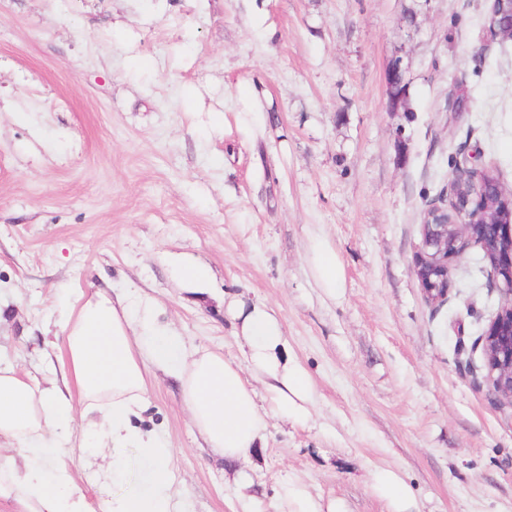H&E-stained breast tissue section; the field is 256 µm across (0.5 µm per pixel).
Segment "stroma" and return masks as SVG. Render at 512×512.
<instances>
[{
  "label": "stroma",
  "instance_id": "1",
  "mask_svg": "<svg viewBox=\"0 0 512 512\" xmlns=\"http://www.w3.org/2000/svg\"><path fill=\"white\" fill-rule=\"evenodd\" d=\"M488 0H0V360L60 373L78 293L154 299L240 360L225 299L267 303L315 387L248 465L210 453L156 372L133 425L179 454L184 512H256L284 480L336 512H512V407L460 366L500 302L479 248L433 308L411 266L462 144L512 189V41ZM401 60L404 107L387 74ZM465 97L467 107L453 109ZM341 270L324 288L315 244ZM207 281L183 280L184 265ZM376 487L380 492L385 494L390 499L397 501L401 504V509L404 511L394 512H409L406 511V503L408 496L406 495L403 484L398 475L392 471H382L375 476Z\"/></svg>",
  "mask_w": 512,
  "mask_h": 512
}]
</instances>
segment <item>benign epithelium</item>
I'll use <instances>...</instances> for the list:
<instances>
[{"label":"benign epithelium","instance_id":"obj_1","mask_svg":"<svg viewBox=\"0 0 512 512\" xmlns=\"http://www.w3.org/2000/svg\"><path fill=\"white\" fill-rule=\"evenodd\" d=\"M494 21L487 24L491 36L512 40V0H491ZM402 61L390 68V98H404L407 87L397 80ZM475 149L463 152V162L448 180V194L430 201L423 211L421 240L412 262V273L424 295L435 308L448 302L451 272L455 263L472 245L482 247L490 257V284L501 293L500 303L488 324L473 340L470 352L479 354V363L466 366L488 385L494 398L512 407V213L507 220L493 214L492 201L498 198L509 206L512 191L496 182V193L484 187L486 164L475 160Z\"/></svg>","mask_w":512,"mask_h":512}]
</instances>
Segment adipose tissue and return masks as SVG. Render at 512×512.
<instances>
[{"label":"adipose tissue","mask_w":512,"mask_h":512,"mask_svg":"<svg viewBox=\"0 0 512 512\" xmlns=\"http://www.w3.org/2000/svg\"><path fill=\"white\" fill-rule=\"evenodd\" d=\"M155 302L142 295L111 299L79 296L66 318L64 385H41L0 364V501L17 512H177L174 450L156 432L132 420L142 410L146 373L154 367L176 376L190 422L227 461L244 462L261 444L269 420L307 424L315 409L312 380L288 352V338L265 303L233 298L226 312L238 325L245 357L188 348L156 319ZM134 449L139 477L123 489L125 449ZM85 456L84 479L119 491L90 506L67 466ZM107 464H98L101 454Z\"/></svg>","instance_id":"obj_1"}]
</instances>
